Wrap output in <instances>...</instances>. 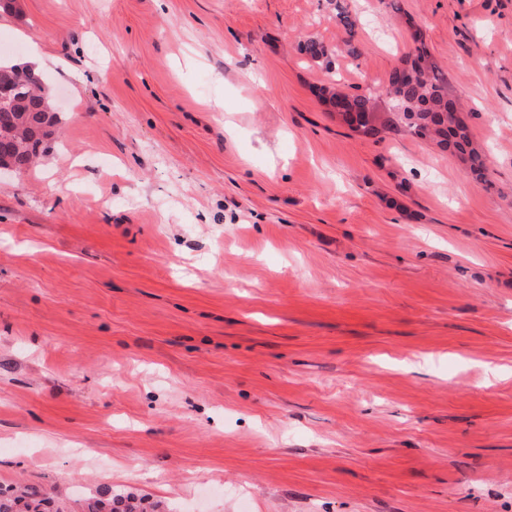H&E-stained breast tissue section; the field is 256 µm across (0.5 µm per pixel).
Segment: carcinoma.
I'll list each match as a JSON object with an SVG mask.
<instances>
[{
	"label": "carcinoma",
	"mask_w": 512,
	"mask_h": 512,
	"mask_svg": "<svg viewBox=\"0 0 512 512\" xmlns=\"http://www.w3.org/2000/svg\"><path fill=\"white\" fill-rule=\"evenodd\" d=\"M330 2L336 22L355 36L358 15L343 0ZM412 39L414 57L403 70L392 71L382 85L351 93L332 77L317 87L319 96L352 131L377 139L386 132H406L434 142L456 157L475 183L489 186L486 159L474 145L456 100L448 95V74L434 61L421 31L412 34ZM302 51L309 60L332 66L334 51L320 39L308 38ZM2 76L12 82L13 105L7 111L0 109V145L8 140L7 167L20 172L33 165L52 139L50 130L59 125L60 113L51 89L45 84L32 85L26 68L0 64ZM159 508L133 492H116L105 485L97 495L73 503L49 497L35 487H0V512H157Z\"/></svg>",
	"instance_id": "carcinoma-1"
}]
</instances>
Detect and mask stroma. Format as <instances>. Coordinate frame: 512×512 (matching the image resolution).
I'll return each mask as SVG.
<instances>
[{
    "mask_svg": "<svg viewBox=\"0 0 512 512\" xmlns=\"http://www.w3.org/2000/svg\"><path fill=\"white\" fill-rule=\"evenodd\" d=\"M18 0L59 135L0 173V485L167 512H512V0ZM420 27L487 153L356 135ZM335 11L336 22L341 25L350 37H354L360 25V19L356 13L349 10L341 0H329ZM301 50L310 61L325 63L329 70L332 69V56L334 55V51L328 48L320 39L309 37L302 45Z\"/></svg>",
    "mask_w": 512,
    "mask_h": 512,
    "instance_id": "obj_1",
    "label": "stroma"
}]
</instances>
